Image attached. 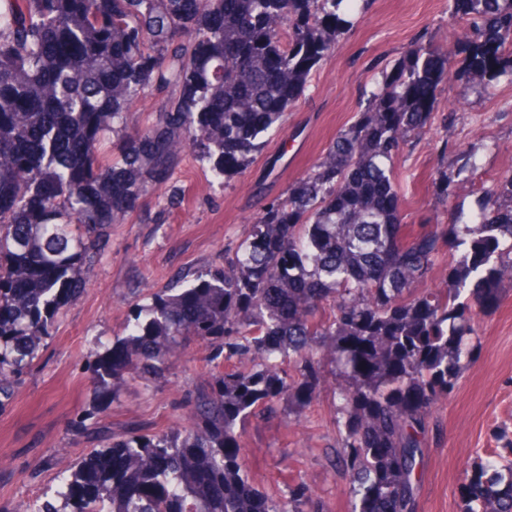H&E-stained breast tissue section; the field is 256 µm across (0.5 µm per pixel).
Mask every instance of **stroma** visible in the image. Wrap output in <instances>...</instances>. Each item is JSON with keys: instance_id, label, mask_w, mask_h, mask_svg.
I'll list each match as a JSON object with an SVG mask.
<instances>
[{"instance_id": "1", "label": "stroma", "mask_w": 512, "mask_h": 512, "mask_svg": "<svg viewBox=\"0 0 512 512\" xmlns=\"http://www.w3.org/2000/svg\"><path fill=\"white\" fill-rule=\"evenodd\" d=\"M448 7V0H371L243 173L213 185L205 166L187 155L170 187L151 192L126 223L112 226L108 247L82 269L83 295L65 308L0 413V512H16L55 485L58 458L89 454L99 445L97 431L153 434L184 424L188 396L210 368L208 348L190 346L159 381L130 373L118 402L101 413L92 410L86 366L122 335L131 303L148 305L153 292L236 249L263 205L285 197L364 107L386 63L422 35L454 52L460 29L449 26ZM465 154L474 155L477 171L459 183L451 204L439 202V171ZM505 171H512V82L481 91L457 78L443 83L431 125L395 161L404 235L448 223L452 212L476 211L484 188ZM474 321L480 349L428 420L417 512H459L461 480L476 453L512 446V290ZM334 417L327 389L305 411L282 401L253 417L243 448L253 484L280 498L302 482L317 512H349Z\"/></svg>"}]
</instances>
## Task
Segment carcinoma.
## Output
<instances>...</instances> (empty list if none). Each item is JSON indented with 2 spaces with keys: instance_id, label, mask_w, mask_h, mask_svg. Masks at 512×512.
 <instances>
[{
  "instance_id": "cac0c4a2",
  "label": "carcinoma",
  "mask_w": 512,
  "mask_h": 512,
  "mask_svg": "<svg viewBox=\"0 0 512 512\" xmlns=\"http://www.w3.org/2000/svg\"><path fill=\"white\" fill-rule=\"evenodd\" d=\"M360 0H0V412L85 289L80 277L140 200L194 154L215 180L261 151ZM456 56L423 39L380 71L356 118L224 264L135 303L124 336L87 366L115 402L131 368L155 380L191 340L212 348L189 425L102 438L25 512H305L300 483L274 500L248 477L247 422L321 395L334 365L351 512H416L432 409L477 353L473 308L512 284V173L480 203L402 235L394 163L431 124L455 73L512 79V0H450ZM161 96L151 122L134 103ZM142 138L153 140L143 151ZM448 171L438 200L452 194ZM448 284L416 289L446 246ZM241 366L225 371L218 359ZM460 512H512V461L474 458Z\"/></svg>"
}]
</instances>
